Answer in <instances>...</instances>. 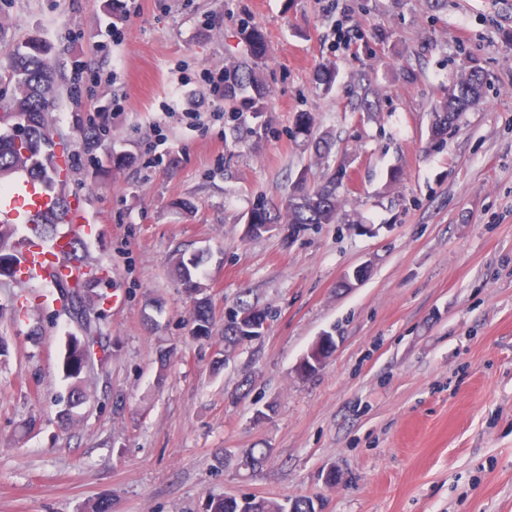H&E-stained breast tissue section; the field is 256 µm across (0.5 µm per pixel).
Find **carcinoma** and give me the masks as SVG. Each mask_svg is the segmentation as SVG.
Here are the masks:
<instances>
[{
    "mask_svg": "<svg viewBox=\"0 0 512 512\" xmlns=\"http://www.w3.org/2000/svg\"><path fill=\"white\" fill-rule=\"evenodd\" d=\"M52 52L51 44L31 37L10 49L5 64L0 66V79H8L14 87L13 96L0 103V111L26 119L25 133L19 138L8 129L0 131V187L7 186V178L13 173L24 170L40 180L48 191H57L56 209L43 215L40 224L35 226L36 232L44 238L56 235L69 206L68 180L60 178V143L55 141L57 131L51 111L58 92L55 72L49 62ZM230 71V80L224 83V102L232 108L240 105L256 117H262L268 91L260 75L245 62L230 67ZM486 81L483 71L474 68L440 97L435 106L432 139L444 138L460 115L483 98ZM341 184L343 178L334 170L323 183L312 187L307 185V178L302 174L280 204L258 198L244 215V223L278 224L285 216L290 224H334L337 221V190ZM15 233L14 225L0 224V274L11 279L16 276V264L14 255L7 250V243ZM83 250L84 242L76 241L71 260L84 266L86 272L72 285L64 281L55 283V293L61 295L72 287L77 288L70 303L63 304L62 311L85 330L83 338L74 339L68 345L64 367L70 378L79 377L92 347L103 340L101 328L93 325L90 315L95 306L102 303L104 294L95 296L89 290L90 285L100 278L91 275L93 266L83 259ZM199 266L196 255L180 253L173 263L172 274L195 302L192 311L195 336L207 337L211 332L212 317L196 305L206 292L200 282ZM254 310L256 306L242 302L228 313L224 323V352L240 343L239 330L250 321ZM207 512H315V506L309 499H298L286 506L264 499L225 497L210 501Z\"/></svg>",
    "mask_w": 512,
    "mask_h": 512,
    "instance_id": "carcinoma-1",
    "label": "carcinoma"
}]
</instances>
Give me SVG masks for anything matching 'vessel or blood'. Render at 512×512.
Here are the masks:
<instances>
[{"label": "vessel or blood", "mask_w": 512, "mask_h": 512, "mask_svg": "<svg viewBox=\"0 0 512 512\" xmlns=\"http://www.w3.org/2000/svg\"><path fill=\"white\" fill-rule=\"evenodd\" d=\"M54 203L52 195L37 181L22 178L6 194H0V224H19L17 239L18 275L23 280L53 285L56 276L67 272L64 257L76 238L93 233L81 202H73L64 228L53 239L42 238L34 229Z\"/></svg>", "instance_id": "b4317fda"}]
</instances>
